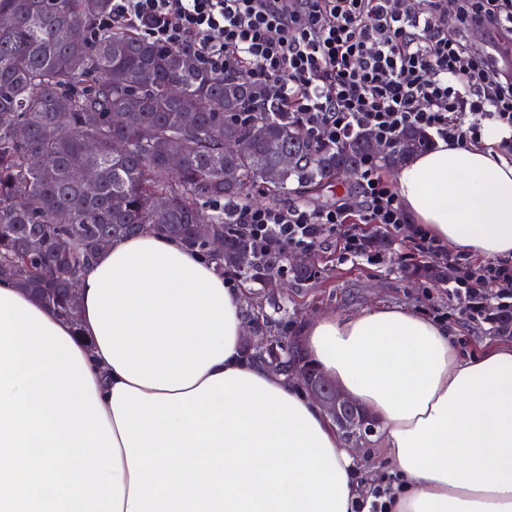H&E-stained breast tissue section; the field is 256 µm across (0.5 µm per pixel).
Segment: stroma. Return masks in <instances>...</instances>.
<instances>
[{"instance_id": "35a3bbf8", "label": "stroma", "mask_w": 512, "mask_h": 512, "mask_svg": "<svg viewBox=\"0 0 512 512\" xmlns=\"http://www.w3.org/2000/svg\"><path fill=\"white\" fill-rule=\"evenodd\" d=\"M308 258L316 275L310 281L296 283L292 272L282 278L287 290L265 289L266 298L278 300L272 310L278 334L300 337L306 324L324 313L350 315L380 303L405 304L422 314L443 318L457 329V350L467 357L487 345L512 344V337H501L487 325L466 320L456 301L448 297L444 278L405 275L407 266L420 263L411 247L389 237L384 253L358 258L346 257L339 236L326 234L320 247L309 251Z\"/></svg>"}]
</instances>
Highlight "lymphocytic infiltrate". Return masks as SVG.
<instances>
[{
  "instance_id": "1",
  "label": "lymphocytic infiltrate",
  "mask_w": 512,
  "mask_h": 512,
  "mask_svg": "<svg viewBox=\"0 0 512 512\" xmlns=\"http://www.w3.org/2000/svg\"><path fill=\"white\" fill-rule=\"evenodd\" d=\"M104 27L138 32L168 48H190L202 67L246 77L276 111L339 147L363 131L395 144L407 128L429 143H477L487 125L512 152V74L476 53L487 28L512 34V0H112ZM357 210L340 204L239 206L237 222L258 243L312 250L323 231L346 253L365 255L363 225L400 232L408 217L374 160L357 176ZM410 239L421 257L451 272L448 295L467 319L512 335V262L452 254L421 225ZM495 283L488 310L483 289Z\"/></svg>"
}]
</instances>
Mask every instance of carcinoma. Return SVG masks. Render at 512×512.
I'll return each mask as SVG.
<instances>
[{
    "mask_svg": "<svg viewBox=\"0 0 512 512\" xmlns=\"http://www.w3.org/2000/svg\"><path fill=\"white\" fill-rule=\"evenodd\" d=\"M110 7L111 0H0V272L60 314L95 254L142 231L174 236L218 271L263 287L288 255L260 251L234 224L253 186L277 202L319 190L366 160L396 168L427 148L415 129L384 154L368 134L340 148L321 145L299 116L255 104L245 77L214 75L190 66L186 49L100 28ZM173 84L181 87L176 97ZM133 92L140 109L113 122ZM144 128L153 131L146 140ZM115 141L127 150L113 152ZM226 141L238 144L235 153H224ZM285 154L292 162L281 167ZM75 164L79 180L70 176ZM159 200L168 207L164 224L153 218ZM59 211L71 222L57 223ZM200 222L224 234V254L196 234ZM251 314L264 336L255 357L284 372L291 360L318 374L271 333L264 307L251 305Z\"/></svg>",
    "mask_w": 512,
    "mask_h": 512,
    "instance_id": "carcinoma-1",
    "label": "carcinoma"
}]
</instances>
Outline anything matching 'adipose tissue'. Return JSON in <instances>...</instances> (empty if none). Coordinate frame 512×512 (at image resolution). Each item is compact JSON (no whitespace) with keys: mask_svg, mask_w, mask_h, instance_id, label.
Wrapping results in <instances>:
<instances>
[{"mask_svg":"<svg viewBox=\"0 0 512 512\" xmlns=\"http://www.w3.org/2000/svg\"><path fill=\"white\" fill-rule=\"evenodd\" d=\"M438 142L394 171L411 222L512 259V160ZM62 318L0 278V512H356L364 468L322 408L254 360L244 291L176 238L100 250ZM406 305L321 315L301 355L376 423L391 512H512V345L461 357Z\"/></svg>","mask_w":512,"mask_h":512,"instance_id":"obj_1","label":"adipose tissue"}]
</instances>
